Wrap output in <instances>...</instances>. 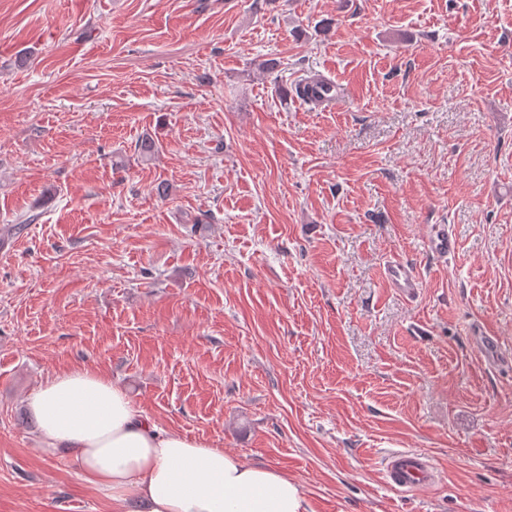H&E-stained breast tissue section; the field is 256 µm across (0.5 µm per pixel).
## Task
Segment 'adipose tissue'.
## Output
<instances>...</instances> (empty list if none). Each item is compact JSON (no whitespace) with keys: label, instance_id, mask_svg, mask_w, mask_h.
<instances>
[{"label":"adipose tissue","instance_id":"ef3b65f1","mask_svg":"<svg viewBox=\"0 0 512 512\" xmlns=\"http://www.w3.org/2000/svg\"><path fill=\"white\" fill-rule=\"evenodd\" d=\"M28 406L45 456L74 449L87 479L136 512H310L297 481L163 430L99 371H62Z\"/></svg>","mask_w":512,"mask_h":512}]
</instances>
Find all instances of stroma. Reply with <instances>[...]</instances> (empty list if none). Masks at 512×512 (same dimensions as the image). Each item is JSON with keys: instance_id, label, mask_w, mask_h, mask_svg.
<instances>
[{"instance_id": "1", "label": "stroma", "mask_w": 512, "mask_h": 512, "mask_svg": "<svg viewBox=\"0 0 512 512\" xmlns=\"http://www.w3.org/2000/svg\"><path fill=\"white\" fill-rule=\"evenodd\" d=\"M313 74L335 107L281 96ZM476 324L512 351V0H0V512H127L40 449L82 367L311 512H512ZM407 451L440 481L390 487ZM426 249L432 256L446 259L455 250V240L448 229L438 228L427 239ZM383 274L390 287L407 298L414 297L420 288L417 268L411 262L396 258L388 260Z\"/></svg>"}]
</instances>
